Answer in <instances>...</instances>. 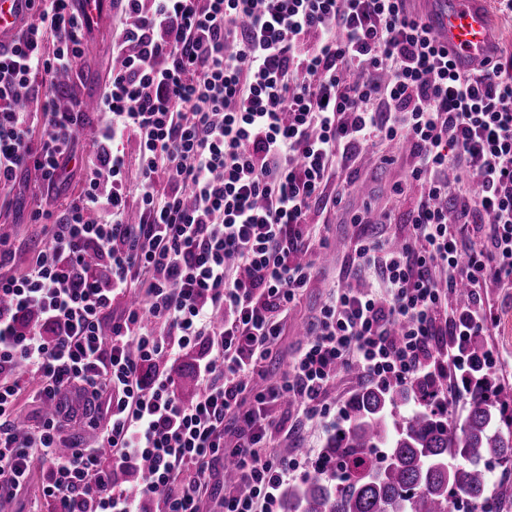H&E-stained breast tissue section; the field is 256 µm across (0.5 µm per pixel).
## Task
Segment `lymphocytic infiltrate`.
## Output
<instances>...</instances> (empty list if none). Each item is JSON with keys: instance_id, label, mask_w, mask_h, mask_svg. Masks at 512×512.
I'll use <instances>...</instances> for the list:
<instances>
[{"instance_id": "1", "label": "lymphocytic infiltrate", "mask_w": 512, "mask_h": 512, "mask_svg": "<svg viewBox=\"0 0 512 512\" xmlns=\"http://www.w3.org/2000/svg\"><path fill=\"white\" fill-rule=\"evenodd\" d=\"M122 0L135 22L100 101L95 161L63 215L38 206L47 244L26 272L0 235V495L42 471L51 512H200L211 469L233 462L246 492L223 512H280L281 489L334 473L311 451L282 456L270 409L329 415L330 383L357 371L382 388L469 372L472 337L499 314L474 294L436 342L461 287L512 288V66L470 72L406 0ZM37 17L0 53V196L20 170L47 185L72 158L84 115L46 97L91 28L72 0H27ZM55 49L47 51L46 37ZM40 137H33V127ZM139 141L136 189L118 144ZM409 150L419 195L399 242L359 239L370 272L325 304L276 385L254 390L313 273L310 215L336 165L364 147ZM126 308L111 318L112 306ZM193 351L194 400L160 364ZM32 388L40 419L21 425ZM93 407V445H66L70 391ZM238 441L224 444L225 421Z\"/></svg>"}]
</instances>
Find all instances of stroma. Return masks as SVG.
<instances>
[{
  "label": "stroma",
  "instance_id": "1",
  "mask_svg": "<svg viewBox=\"0 0 512 512\" xmlns=\"http://www.w3.org/2000/svg\"><path fill=\"white\" fill-rule=\"evenodd\" d=\"M129 22L119 0H100L93 16L91 37L83 46L81 58L73 65L69 96L83 100H97L103 96L114 65L112 44ZM96 136L97 117L92 114L78 137L77 153L69 164V177L57 190L61 200H69L82 191L83 173L93 163L89 143ZM384 151L390 154V161L368 163L356 156L342 164L329 181L327 195L340 196L341 201L311 215L318 237L326 241L325 246L316 250L315 279L297 305L283 316V334L263 363L258 387L280 381L299 342L298 329L315 319L322 305L341 284L342 269L358 236L366 231L386 239L400 234L404 218L413 208L418 192L413 189L393 196L389 190L393 185L406 183L413 160L409 152L392 145L385 146ZM40 192L36 172L24 170L19 173L11 195L0 202V225H6L23 246L16 255L15 269L19 272L46 242L41 225L31 219L35 197ZM357 214L364 216L365 225L354 223L353 217ZM487 295L499 313L500 323L492 335L481 337L480 342L498 352L502 363L497 372L512 383V290L491 288ZM274 413L284 422L283 429L272 437L274 448L324 450L332 433L329 426L310 422L297 431L293 428L296 421L294 409L281 405L275 408Z\"/></svg>",
  "mask_w": 512,
  "mask_h": 512
}]
</instances>
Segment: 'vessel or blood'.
Masks as SVG:
<instances>
[{
  "label": "vessel or blood",
  "mask_w": 512,
  "mask_h": 512,
  "mask_svg": "<svg viewBox=\"0 0 512 512\" xmlns=\"http://www.w3.org/2000/svg\"><path fill=\"white\" fill-rule=\"evenodd\" d=\"M419 15L432 29L456 68L480 66L495 49L493 19L488 0H416ZM14 0H0V41L9 39L20 20Z\"/></svg>",
  "instance_id": "obj_1"
}]
</instances>
